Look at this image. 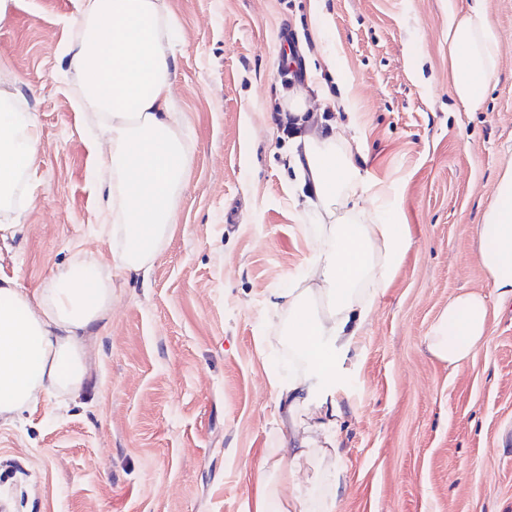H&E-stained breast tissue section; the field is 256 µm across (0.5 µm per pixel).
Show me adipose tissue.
Segmentation results:
<instances>
[{"label": "adipose tissue", "instance_id": "ef3b65f1", "mask_svg": "<svg viewBox=\"0 0 512 512\" xmlns=\"http://www.w3.org/2000/svg\"><path fill=\"white\" fill-rule=\"evenodd\" d=\"M175 25L167 0H78L67 64L76 73L83 106L92 110L107 155L96 162L98 222L112 254L111 269L76 253L71 264L42 288L26 293L0 277V423L9 424L42 395L79 396L89 370L88 338L106 327L115 278L149 273L171 228L178 222L177 196L189 172L191 152L172 98L166 36ZM448 54L457 61L458 100L479 107L498 77L499 42L485 0H471L464 15L448 16ZM0 89V239H14L23 226L14 214L21 177L30 174L41 150L34 114L13 109ZM359 150L337 126L313 127L295 137L290 165L310 181L306 201L316 215L315 244L297 287L273 293L268 304L285 316L282 335L299 359L287 382L276 386L278 408L288 418V438L268 457L274 483L264 484L244 512H269L280 489L291 486L279 512H332L341 488L336 386L343 363L363 337L379 293L387 288L405 237L399 210L363 212L366 193L355 163ZM478 261L501 294L512 295V158L502 164L479 226ZM484 294L467 291L451 299L427 338L430 352L456 366L488 331ZM330 459L333 468L317 498L303 494L296 475L303 460Z\"/></svg>", "mask_w": 512, "mask_h": 512}]
</instances>
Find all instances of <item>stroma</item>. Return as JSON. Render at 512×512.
<instances>
[{
	"instance_id": "35a3bbf8",
	"label": "stroma",
	"mask_w": 512,
	"mask_h": 512,
	"mask_svg": "<svg viewBox=\"0 0 512 512\" xmlns=\"http://www.w3.org/2000/svg\"><path fill=\"white\" fill-rule=\"evenodd\" d=\"M469 0H169V58L192 151L179 219L147 277L114 281L85 397L55 393L0 425L5 512H242L284 430L272 387L288 347L266 299L307 269L314 216L292 187L288 96L346 125L359 165L398 205L408 246L343 366L332 512H512V298L478 263L477 226L512 155V0H487L499 76L457 99L448 12ZM76 0H15L0 89L37 116L42 147L0 242V275L33 292L77 251L111 262L95 159L64 57ZM333 65H326L324 55ZM483 292L489 328L459 365L426 338L451 298Z\"/></svg>"
}]
</instances>
